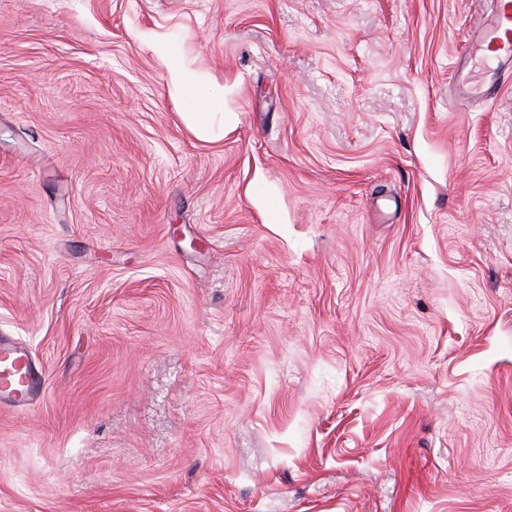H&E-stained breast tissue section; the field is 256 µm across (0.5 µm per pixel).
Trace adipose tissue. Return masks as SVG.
<instances>
[{
	"mask_svg": "<svg viewBox=\"0 0 512 512\" xmlns=\"http://www.w3.org/2000/svg\"><path fill=\"white\" fill-rule=\"evenodd\" d=\"M154 51L166 66L172 94L190 105L184 115L187 125L198 138L210 139L215 134L211 117L224 111L223 90L203 86L195 72L170 55L164 45H155Z\"/></svg>",
	"mask_w": 512,
	"mask_h": 512,
	"instance_id": "ef3b65f1",
	"label": "adipose tissue"
}]
</instances>
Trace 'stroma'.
Listing matches in <instances>:
<instances>
[{"label": "stroma", "instance_id": "obj_1", "mask_svg": "<svg viewBox=\"0 0 512 512\" xmlns=\"http://www.w3.org/2000/svg\"><path fill=\"white\" fill-rule=\"evenodd\" d=\"M491 0H0V512H512ZM224 90L196 137L152 50ZM43 371L27 349L0 339V407L29 408L44 388Z\"/></svg>", "mask_w": 512, "mask_h": 512}]
</instances>
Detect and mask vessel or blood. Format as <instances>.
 <instances>
[{"mask_svg": "<svg viewBox=\"0 0 512 512\" xmlns=\"http://www.w3.org/2000/svg\"><path fill=\"white\" fill-rule=\"evenodd\" d=\"M477 41L490 57L512 59V0H494L490 17L478 25ZM43 371L27 349L0 339V407L29 408L44 388Z\"/></svg>", "mask_w": 512, "mask_h": 512, "instance_id": "1", "label": "vessel or blood"}]
</instances>
